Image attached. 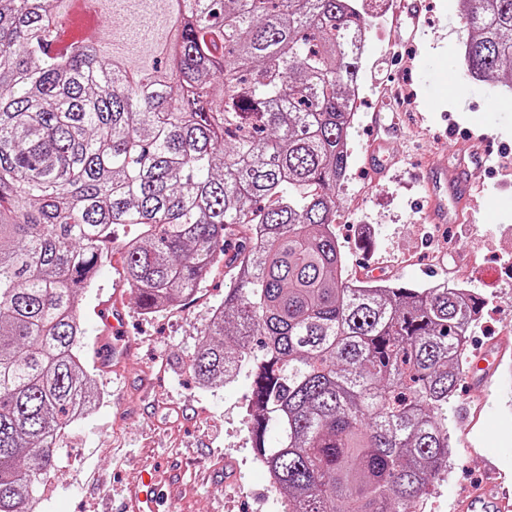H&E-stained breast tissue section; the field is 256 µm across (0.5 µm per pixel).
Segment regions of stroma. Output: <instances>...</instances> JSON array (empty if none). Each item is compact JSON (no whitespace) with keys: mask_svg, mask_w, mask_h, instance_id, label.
I'll list each match as a JSON object with an SVG mask.
<instances>
[{"mask_svg":"<svg viewBox=\"0 0 512 512\" xmlns=\"http://www.w3.org/2000/svg\"><path fill=\"white\" fill-rule=\"evenodd\" d=\"M375 17L366 37L352 155L334 217L345 274L375 268L408 288L458 284L487 304L469 332L470 350L488 352L512 316V92L475 84L464 61L457 0H364ZM485 139L487 151L473 153ZM380 143L389 170L374 179L367 148ZM466 158L480 209L448 232L424 218L421 163ZM232 268L218 265L184 305L141 314L117 267L105 266L78 307L90 350L103 325L95 309L119 295L126 329L115 338L128 362L95 376L100 399L74 421L56 450L59 477L43 488L39 512H109L142 469L174 473L167 492L175 512H280V495L256 461L244 421L251 382L239 377L201 386L188 368ZM468 388L459 384L448 410L454 465L436 481L423 512H452L454 500L495 464L512 487V350L495 375L473 428L460 421ZM237 479L218 478L225 460Z\"/></svg>","mask_w":512,"mask_h":512,"instance_id":"1","label":"stroma"}]
</instances>
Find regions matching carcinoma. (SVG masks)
Here are the masks:
<instances>
[{
	"instance_id": "cac0c4a2",
	"label": "carcinoma",
	"mask_w": 512,
	"mask_h": 512,
	"mask_svg": "<svg viewBox=\"0 0 512 512\" xmlns=\"http://www.w3.org/2000/svg\"><path fill=\"white\" fill-rule=\"evenodd\" d=\"M0 0V512H36L56 440L96 404L77 306L120 255L146 314L235 282L190 370L251 379L283 512H416L448 472V404L485 299L351 282L331 216L349 163L360 0ZM476 79L512 91V0H457Z\"/></svg>"
}]
</instances>
